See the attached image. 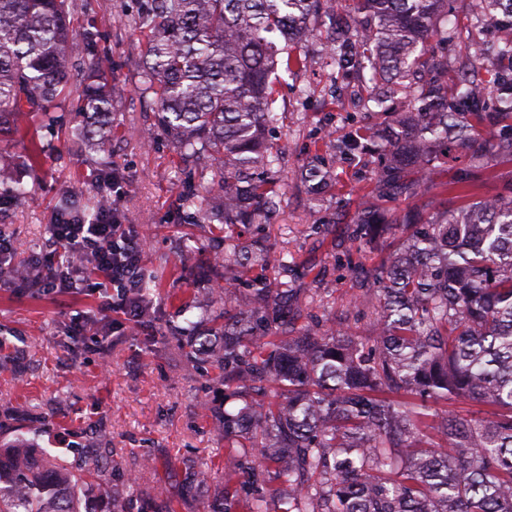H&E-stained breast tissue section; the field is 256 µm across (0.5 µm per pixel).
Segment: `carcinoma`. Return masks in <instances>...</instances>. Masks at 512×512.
<instances>
[{
    "label": "carcinoma",
    "instance_id": "cac0c4a2",
    "mask_svg": "<svg viewBox=\"0 0 512 512\" xmlns=\"http://www.w3.org/2000/svg\"><path fill=\"white\" fill-rule=\"evenodd\" d=\"M448 0H351L349 18L335 0H136L130 21L147 31L140 91L155 101V127L181 154L224 160V225L259 224L277 207L271 133V77L308 63L299 45L328 24L326 48L336 66L360 81L397 86L404 112L386 98L369 101L388 119L356 129L345 150L380 151L376 183L394 195L427 191L415 176L448 159V141L464 152L466 178L442 192L465 194L495 163L512 162V136L491 133L512 122V79L492 82L497 111L461 86L448 91V60L432 41ZM68 0H0V138L37 112L50 119L67 89L80 101L65 135L91 153L112 133L108 63H89L72 80L79 55H94L96 34H72ZM284 47H278V42ZM474 70L512 69V38L492 52L468 45ZM420 70L433 73L423 85ZM12 159L0 152V198L24 190L7 178ZM316 187L338 182L337 166L315 164ZM57 215L82 220L79 203L59 199ZM351 239L389 252L365 272L366 292L349 304L373 303V335L341 323L295 328L288 307L317 289L256 280L224 316V341L199 340L224 370L226 468L247 473L239 497L220 493L213 512H271L262 483L273 473L286 508L280 512H512V195L395 215L363 202ZM224 260L242 269L288 261L267 240L224 236ZM156 276L129 296L149 314ZM478 402L484 416L448 409ZM27 442L0 443V512H80L75 489L93 479Z\"/></svg>",
    "mask_w": 512,
    "mask_h": 512
}]
</instances>
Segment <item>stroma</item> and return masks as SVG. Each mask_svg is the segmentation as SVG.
Returning a JSON list of instances; mask_svg holds the SVG:
<instances>
[{
    "mask_svg": "<svg viewBox=\"0 0 512 512\" xmlns=\"http://www.w3.org/2000/svg\"><path fill=\"white\" fill-rule=\"evenodd\" d=\"M130 0H74L75 37L93 31L97 50L112 62L114 109L107 150L118 192L112 208L121 224L145 243L141 265L157 272L153 314L144 318L104 310L118 290L74 266L76 288L46 280L23 286L12 268L44 267L55 258L45 242L60 195L79 201L92 216L99 171L61 130L75 118L72 99L55 108L57 127L0 145L19 165L26 189L20 202L0 205V233L17 250L0 265V439L25 438L76 469L94 468L84 488V512H205L216 491L235 488L224 470V374L198 350L199 337L220 329L208 317L206 292L224 280L215 254L224 216L218 207L215 162L180 157L163 137L148 138L154 122L151 96L141 94L139 53L144 38L128 26ZM305 50L306 70L278 72L276 103L287 115L273 132L286 175L279 205L255 232L292 262L291 277L316 288L302 304L316 320H344L350 331L372 333L368 305L349 306L358 291L350 265L369 269L380 253L349 247V223L376 193V162L347 157L335 189L311 190L303 174L315 157L334 158L352 128L365 124L349 78L321 51L320 36ZM465 160L451 149L447 164L427 178L429 193L390 201L399 212L454 209L463 200L438 193L461 179ZM333 225L325 235L324 225ZM252 232V233H255ZM242 232L241 241L252 235ZM206 470L207 483L194 479Z\"/></svg>",
    "mask_w": 512,
    "mask_h": 512,
    "instance_id": "stroma-1",
    "label": "stroma"
}]
</instances>
